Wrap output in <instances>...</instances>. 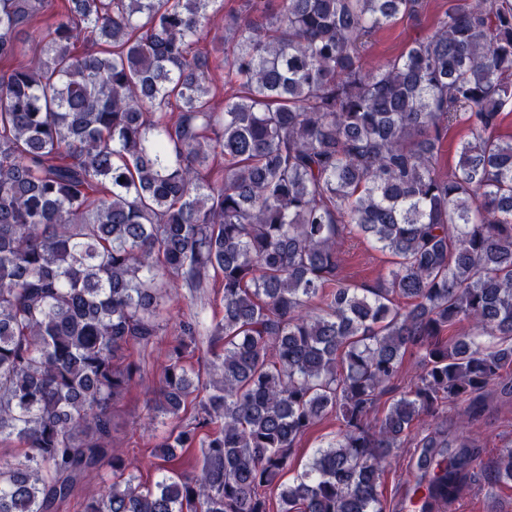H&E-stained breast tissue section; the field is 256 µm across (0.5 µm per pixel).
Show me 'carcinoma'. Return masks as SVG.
<instances>
[{
    "label": "carcinoma",
    "mask_w": 512,
    "mask_h": 512,
    "mask_svg": "<svg viewBox=\"0 0 512 512\" xmlns=\"http://www.w3.org/2000/svg\"><path fill=\"white\" fill-rule=\"evenodd\" d=\"M51 2L0 0V59L42 45L0 73V512H57L102 470L85 512H384L418 427L420 512H451L482 461L446 410L512 394V0H448L371 65L373 33L424 0H63L36 24ZM348 230L389 256L378 285L341 276ZM218 276L219 321L169 324ZM169 331L144 428L196 399L154 456L203 460L148 484L112 409L135 384L124 352ZM205 341L202 373L184 355ZM408 355L422 372L400 391ZM327 415L336 438L294 467ZM490 483L512 487L511 447Z\"/></svg>",
    "instance_id": "obj_1"
}]
</instances>
